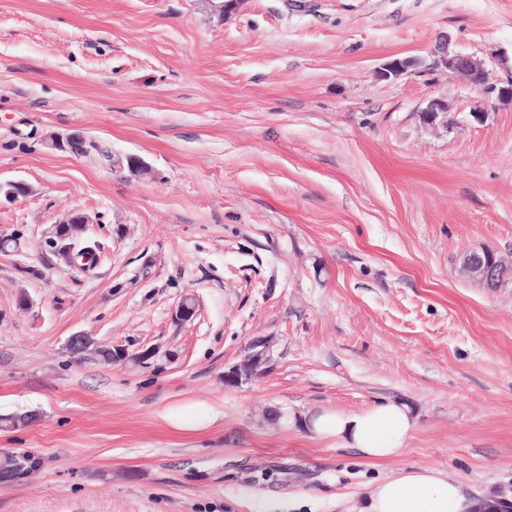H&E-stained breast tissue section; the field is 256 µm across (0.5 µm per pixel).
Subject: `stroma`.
Returning a JSON list of instances; mask_svg holds the SVG:
<instances>
[{
	"mask_svg": "<svg viewBox=\"0 0 512 512\" xmlns=\"http://www.w3.org/2000/svg\"><path fill=\"white\" fill-rule=\"evenodd\" d=\"M447 51L512 78V0H0V182L29 188L0 203V418L36 416L0 451L42 461L0 512H362L407 469L512 497V274L459 272L512 266V104L474 121ZM75 131L111 161L44 144ZM73 211L87 273L48 242ZM390 400L416 427L383 461L302 425ZM461 272L469 278L496 281L499 276L505 275L507 267L494 254L491 256V260L487 261L484 252H472L463 258ZM91 351L96 354V359L112 362V352H113V362H125L126 360H131L134 358L136 362L142 364H148L147 361L154 358L157 355V352L153 348H146L141 350L139 353L134 355H129L126 351L127 348L124 346H114L112 351L109 347L98 345L95 341L90 339V345L88 346L85 352ZM84 352V353H85Z\"/></svg>",
	"mask_w": 512,
	"mask_h": 512,
	"instance_id": "1",
	"label": "stroma"
}]
</instances>
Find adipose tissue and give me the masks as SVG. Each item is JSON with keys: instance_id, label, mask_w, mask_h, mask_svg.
<instances>
[{"instance_id": "1", "label": "adipose tissue", "mask_w": 512, "mask_h": 512, "mask_svg": "<svg viewBox=\"0 0 512 512\" xmlns=\"http://www.w3.org/2000/svg\"><path fill=\"white\" fill-rule=\"evenodd\" d=\"M315 435L341 440L373 460L394 457L405 447L415 426L410 407L389 401L354 413L324 412L306 419ZM475 501L433 470L402 472L380 482L364 512H474Z\"/></svg>"}]
</instances>
